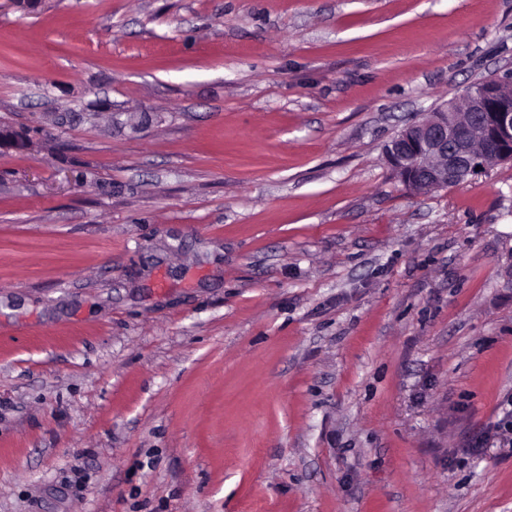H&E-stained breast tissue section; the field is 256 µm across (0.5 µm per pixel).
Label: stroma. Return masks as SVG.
<instances>
[{
	"mask_svg": "<svg viewBox=\"0 0 512 512\" xmlns=\"http://www.w3.org/2000/svg\"><path fill=\"white\" fill-rule=\"evenodd\" d=\"M511 74L512 0L1 10L0 512H512V162L384 160Z\"/></svg>",
	"mask_w": 512,
	"mask_h": 512,
	"instance_id": "stroma-1",
	"label": "stroma"
}]
</instances>
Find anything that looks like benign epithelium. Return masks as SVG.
<instances>
[{"mask_svg": "<svg viewBox=\"0 0 512 512\" xmlns=\"http://www.w3.org/2000/svg\"><path fill=\"white\" fill-rule=\"evenodd\" d=\"M465 105L448 101L425 120L403 127L388 143L385 160L411 191L458 185L493 162L512 161V78L490 76ZM27 150L29 140L0 125V149Z\"/></svg>", "mask_w": 512, "mask_h": 512, "instance_id": "benign-epithelium-1", "label": "benign epithelium"}]
</instances>
